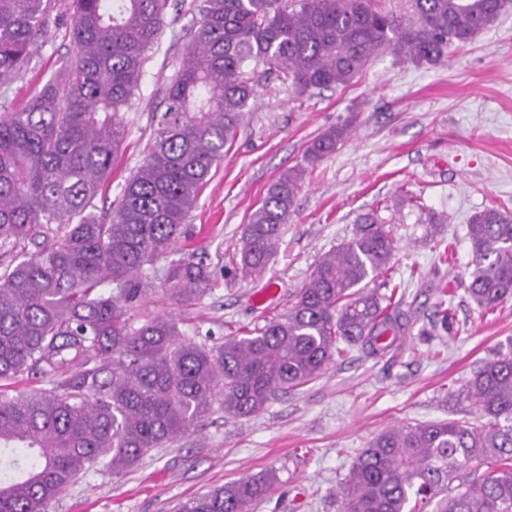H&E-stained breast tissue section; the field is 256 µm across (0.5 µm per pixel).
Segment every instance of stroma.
<instances>
[{
	"mask_svg": "<svg viewBox=\"0 0 512 512\" xmlns=\"http://www.w3.org/2000/svg\"><path fill=\"white\" fill-rule=\"evenodd\" d=\"M195 19L176 0L148 52L126 140L96 200L102 221L148 154ZM74 56L66 27L49 25L29 65L0 88V112L25 107ZM247 73L257 94L178 243L213 270L215 285L178 305L162 293L163 273L155 271L132 322L171 314L186 336L210 346L247 335L287 312L319 258L370 213L395 226L397 251L391 271L367 288L398 301L405 332L379 358L347 348L318 378L258 414L237 418L214 404L194 432L130 472L88 469L45 512H177L191 496L260 471L277 481L253 512H340L341 486L373 436L400 424L467 418L466 404L450 392L512 345V299L487 312L465 292L471 216L492 207L512 213V4L436 66L385 52L351 85L302 96L264 67ZM349 118L350 136L307 172L265 271L235 277L241 227L268 187L302 164L314 138ZM433 215L446 224L430 229Z\"/></svg>",
	"mask_w": 512,
	"mask_h": 512,
	"instance_id": "stroma-1",
	"label": "stroma"
}]
</instances>
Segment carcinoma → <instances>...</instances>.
<instances>
[{
  "label": "carcinoma",
  "mask_w": 512,
  "mask_h": 512,
  "mask_svg": "<svg viewBox=\"0 0 512 512\" xmlns=\"http://www.w3.org/2000/svg\"><path fill=\"white\" fill-rule=\"evenodd\" d=\"M508 0H201L147 159L126 181L112 221L95 200L127 134L125 113L169 0H0V84L30 61L49 22L71 20L75 61L16 112L0 113V512H44L94 464L114 475L195 430L215 402L246 417L319 377L338 343L383 355L406 325L362 286L390 269L392 229L366 214L327 252L288 311L217 349L178 322L128 313L165 262L164 293L191 303L213 287L203 262L175 257L211 170L224 160L256 93L244 67L278 71L301 94L347 86L389 50L434 66L491 27ZM350 122L314 139L304 165L267 189L243 226L234 276L263 272L285 231L306 167L336 151ZM465 291L495 310L512 298V215L469 224ZM475 421L401 425L375 435L341 488V512H512V350H499L458 391ZM487 475L451 488L473 465ZM271 471L215 487L179 512H250Z\"/></svg>",
  "instance_id": "1"
}]
</instances>
